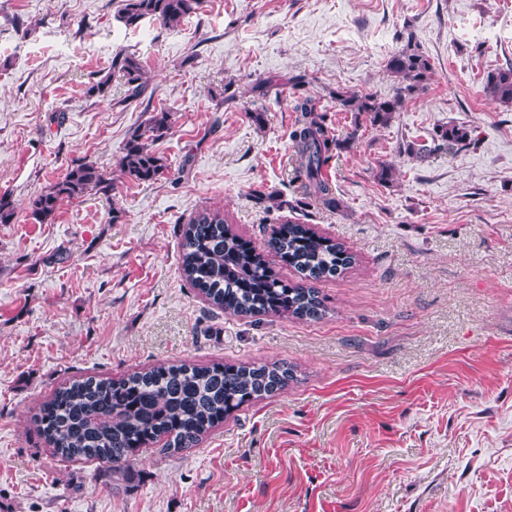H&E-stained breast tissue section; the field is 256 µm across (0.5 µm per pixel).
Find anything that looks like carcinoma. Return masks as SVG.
<instances>
[{
    "instance_id": "cac0c4a2",
    "label": "carcinoma",
    "mask_w": 512,
    "mask_h": 512,
    "mask_svg": "<svg viewBox=\"0 0 512 512\" xmlns=\"http://www.w3.org/2000/svg\"><path fill=\"white\" fill-rule=\"evenodd\" d=\"M200 0H119L117 18L127 27L154 17L174 25L195 12ZM127 87V99H138L148 86L147 72L138 59L118 54L112 60ZM387 69L400 82L390 99L370 93L336 90L334 100L345 112L363 115L370 125L384 127L402 109L406 99L426 88L433 74L429 57L413 35L387 61ZM484 91L495 101L512 105V64L490 72ZM297 113L290 137L297 156L294 180L302 189L298 204L314 200L328 209H339L333 187L322 170L343 143L334 137L326 107L309 95L294 98ZM170 128V115L153 116L142 130H135L124 145L120 172L137 182L156 179L166 170L149 141ZM437 143L414 149L427 155L443 148L476 144L472 130L448 122L436 133ZM107 198L112 179L93 163L73 165L63 178L30 200L31 216L40 224L54 221L60 202L88 192ZM269 250L296 267L302 282H284L256 250L224 220L208 209L187 225L181 243L182 271L214 306L233 315L272 313L283 318L317 320L325 305L311 283L333 277L339 268L355 264V256L342 244L318 235L309 225L288 221L283 232L267 242ZM291 379L290 368L215 364L158 365L120 380L88 376L55 392L42 404L34 424L46 446L64 459H93L113 467H127L140 449L165 438L164 451L179 453L196 447L204 434L224 422L241 405L282 389Z\"/></svg>"
}]
</instances>
